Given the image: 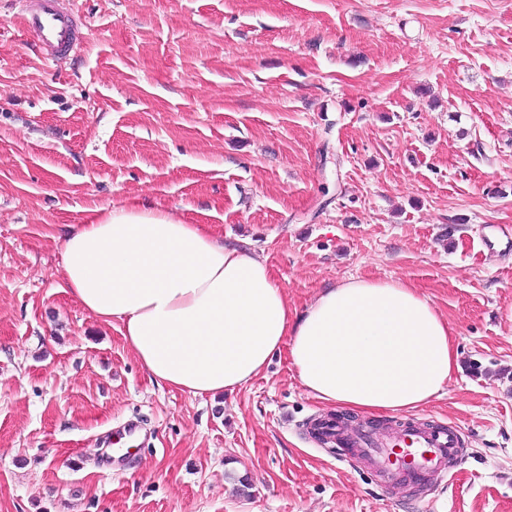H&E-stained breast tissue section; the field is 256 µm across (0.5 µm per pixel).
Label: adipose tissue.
I'll list each match as a JSON object with an SVG mask.
<instances>
[{
  "label": "adipose tissue",
  "mask_w": 512,
  "mask_h": 512,
  "mask_svg": "<svg viewBox=\"0 0 512 512\" xmlns=\"http://www.w3.org/2000/svg\"><path fill=\"white\" fill-rule=\"evenodd\" d=\"M62 269L152 381L194 396L238 390L284 350L316 400L383 415L429 404L457 367L452 329L414 288L353 278L296 315L261 260L162 212L97 209L65 236Z\"/></svg>",
  "instance_id": "obj_1"
}]
</instances>
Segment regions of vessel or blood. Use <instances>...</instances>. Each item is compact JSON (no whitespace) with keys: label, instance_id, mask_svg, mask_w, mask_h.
Here are the masks:
<instances>
[{"label":"vessel or blood","instance_id":"1","mask_svg":"<svg viewBox=\"0 0 512 512\" xmlns=\"http://www.w3.org/2000/svg\"><path fill=\"white\" fill-rule=\"evenodd\" d=\"M20 23L32 34L43 59L66 62L85 45L84 16L74 0H18ZM321 428L346 459L374 476L378 485L393 493L407 487L431 490L448 478L449 464L463 452L462 432L454 425L427 427L413 421L383 432L363 428L347 432L329 418Z\"/></svg>","mask_w":512,"mask_h":512}]
</instances>
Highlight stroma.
I'll return each instance as SVG.
<instances>
[{"instance_id": "obj_1", "label": "stroma", "mask_w": 512, "mask_h": 512, "mask_svg": "<svg viewBox=\"0 0 512 512\" xmlns=\"http://www.w3.org/2000/svg\"><path fill=\"white\" fill-rule=\"evenodd\" d=\"M44 60L0 0V512H512V0H78ZM127 205L266 261L291 310L407 283L459 355L442 396L354 425L461 427L451 481L389 495L307 428L286 354L162 387L66 290L62 240ZM129 420L143 447L107 449Z\"/></svg>"}]
</instances>
